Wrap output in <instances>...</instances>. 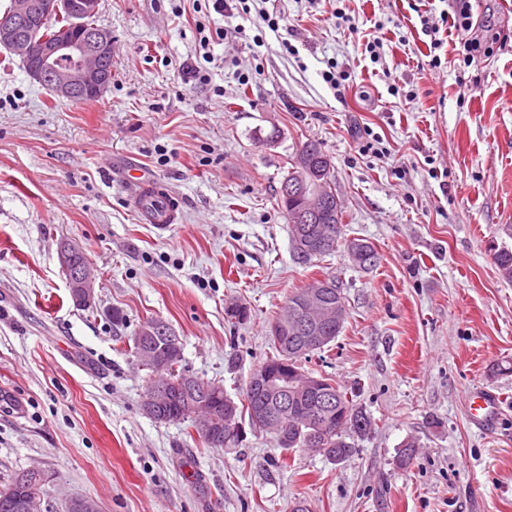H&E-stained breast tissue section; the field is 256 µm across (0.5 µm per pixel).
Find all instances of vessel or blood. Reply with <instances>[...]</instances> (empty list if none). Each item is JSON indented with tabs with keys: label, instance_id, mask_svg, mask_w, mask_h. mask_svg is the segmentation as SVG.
<instances>
[{
	"label": "vessel or blood",
	"instance_id": "1",
	"mask_svg": "<svg viewBox=\"0 0 512 512\" xmlns=\"http://www.w3.org/2000/svg\"><path fill=\"white\" fill-rule=\"evenodd\" d=\"M126 180L132 188L129 204L144 223L161 228L179 223V200L163 181L141 169L129 170ZM498 410L499 399L494 393L484 389L471 391L469 411L474 423L492 425Z\"/></svg>",
	"mask_w": 512,
	"mask_h": 512
}]
</instances>
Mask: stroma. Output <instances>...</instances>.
Instances as JSON below:
<instances>
[{"instance_id":"stroma-1","label":"stroma","mask_w":512,"mask_h":512,"mask_svg":"<svg viewBox=\"0 0 512 512\" xmlns=\"http://www.w3.org/2000/svg\"><path fill=\"white\" fill-rule=\"evenodd\" d=\"M344 3L357 31L336 0H276L280 28L255 55L233 33L255 34L259 0L246 18L193 0L177 14L170 0H101L112 82L87 103L56 97L0 48V388L22 405L0 408V488L38 466L41 512H67L77 496L101 512H512V372L497 371L512 365V281L493 257L512 247V0H475L474 19H492L499 39L468 66L471 32L442 23L448 0H425L443 41L436 68L410 0ZM202 24L227 34L209 63ZM331 63L348 87L324 83ZM365 128L381 155L360 154ZM310 140L331 160L344 218L337 251L301 265L275 197ZM129 164L168 185L180 223L161 229L129 210ZM355 239L374 245L372 269L349 260ZM65 242L95 269L85 310L69 296ZM327 278L347 318L303 367L371 419L349 460L281 452L261 430L210 448L188 423L143 411L150 372L131 349L143 323H169L182 369L236 399L271 355L289 294ZM233 303L251 320L227 317ZM478 386L503 398L485 429L466 403ZM407 439L418 453L400 469Z\"/></svg>"}]
</instances>
